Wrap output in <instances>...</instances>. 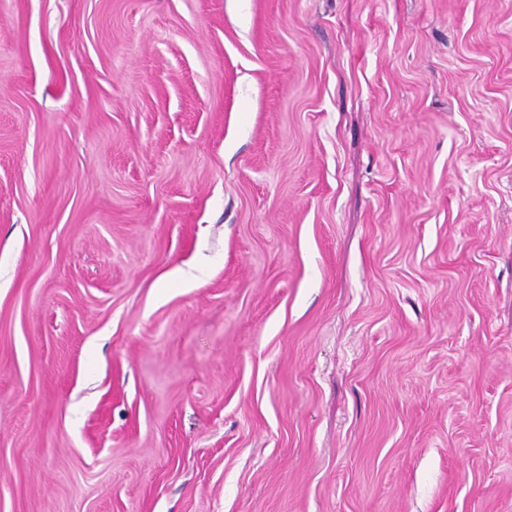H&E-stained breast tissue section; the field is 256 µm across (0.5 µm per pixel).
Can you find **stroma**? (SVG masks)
Segmentation results:
<instances>
[{"label":"stroma","mask_w":512,"mask_h":512,"mask_svg":"<svg viewBox=\"0 0 512 512\" xmlns=\"http://www.w3.org/2000/svg\"><path fill=\"white\" fill-rule=\"evenodd\" d=\"M0 512H512V0H0Z\"/></svg>","instance_id":"stroma-1"}]
</instances>
